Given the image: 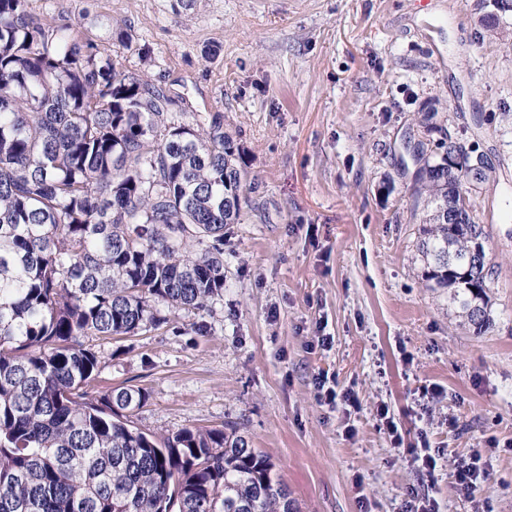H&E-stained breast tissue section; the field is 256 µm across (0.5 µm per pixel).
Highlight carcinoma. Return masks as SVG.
Here are the masks:
<instances>
[{
    "instance_id": "obj_1",
    "label": "carcinoma",
    "mask_w": 512,
    "mask_h": 512,
    "mask_svg": "<svg viewBox=\"0 0 512 512\" xmlns=\"http://www.w3.org/2000/svg\"><path fill=\"white\" fill-rule=\"evenodd\" d=\"M0 0V512H300L233 423L157 439L148 392L92 394L91 336H134L224 296L248 172L224 122L191 126L61 16ZM445 144L422 147L418 247L462 324H493L485 225L445 218Z\"/></svg>"
}]
</instances>
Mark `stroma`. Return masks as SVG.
<instances>
[{"label": "stroma", "instance_id": "35a3bbf8", "mask_svg": "<svg viewBox=\"0 0 512 512\" xmlns=\"http://www.w3.org/2000/svg\"><path fill=\"white\" fill-rule=\"evenodd\" d=\"M478 3L29 0L80 22L188 123L221 117L249 172L250 203L224 228L223 300L97 341V393L145 388L135 424L158 437L235 423L301 512H406L424 497L512 512V47L480 28ZM426 112L492 168L474 197L494 268L479 334L416 260L407 146L427 139ZM322 381L359 409L319 400ZM423 438L444 456L481 450L475 497L449 467L421 471Z\"/></svg>", "mask_w": 512, "mask_h": 512}]
</instances>
